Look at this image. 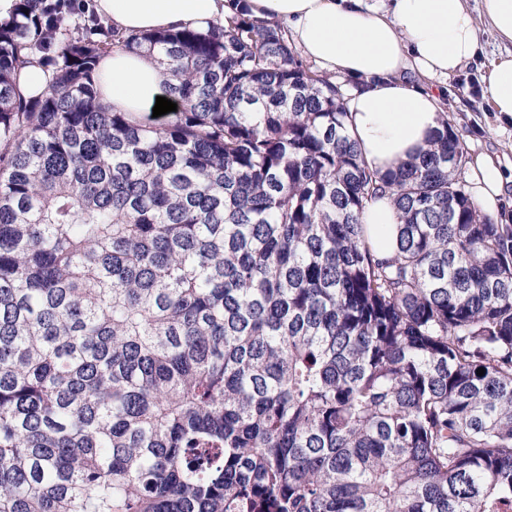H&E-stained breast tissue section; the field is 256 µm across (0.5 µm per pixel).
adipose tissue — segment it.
<instances>
[{
    "instance_id": "adipose-tissue-1",
    "label": "adipose tissue",
    "mask_w": 512,
    "mask_h": 512,
    "mask_svg": "<svg viewBox=\"0 0 512 512\" xmlns=\"http://www.w3.org/2000/svg\"><path fill=\"white\" fill-rule=\"evenodd\" d=\"M251 13L284 26L291 42L325 68L359 81L346 100L349 128L371 168L396 170L428 146L440 127L443 92L416 86L461 70L481 53L467 0H248ZM98 14L122 31H207L223 23L227 0H95ZM104 106L141 114L163 93L151 57L122 50L100 62ZM493 111L512 116V52L483 68ZM473 198L498 210L506 179L493 157L471 163ZM364 222L377 251L389 254L397 213L389 198L368 205Z\"/></svg>"
}]
</instances>
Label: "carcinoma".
Wrapping results in <instances>:
<instances>
[{
  "instance_id": "carcinoma-1",
  "label": "carcinoma",
  "mask_w": 512,
  "mask_h": 512,
  "mask_svg": "<svg viewBox=\"0 0 512 512\" xmlns=\"http://www.w3.org/2000/svg\"><path fill=\"white\" fill-rule=\"evenodd\" d=\"M77 2L0 23V512H512V224L448 119L381 174L245 0L157 34ZM115 49L178 111L105 109ZM44 66L35 59L21 74L19 89L26 97H32L45 88ZM363 220L364 224H368L377 251L388 255L392 250L395 226L398 224L397 213L390 199L385 196L368 205Z\"/></svg>"
}]
</instances>
